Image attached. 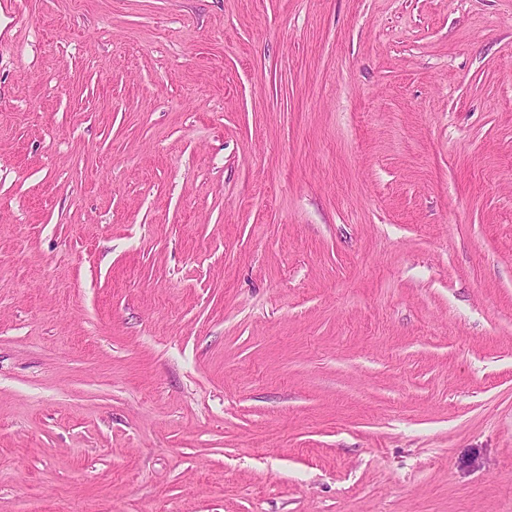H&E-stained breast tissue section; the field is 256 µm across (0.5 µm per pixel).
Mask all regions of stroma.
Returning <instances> with one entry per match:
<instances>
[{
  "label": "stroma",
  "mask_w": 512,
  "mask_h": 512,
  "mask_svg": "<svg viewBox=\"0 0 512 512\" xmlns=\"http://www.w3.org/2000/svg\"><path fill=\"white\" fill-rule=\"evenodd\" d=\"M0 512H512V0H10Z\"/></svg>",
  "instance_id": "35a3bbf8"
}]
</instances>
